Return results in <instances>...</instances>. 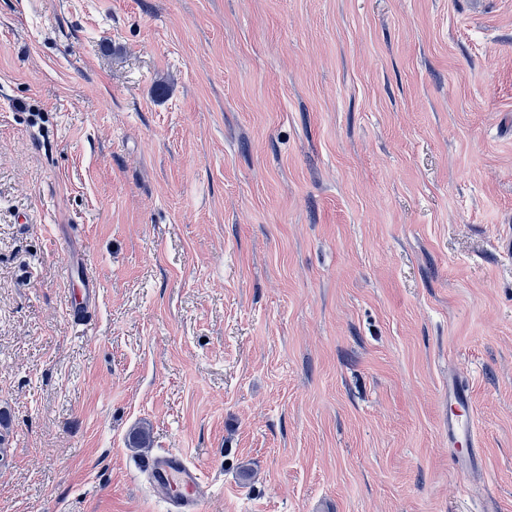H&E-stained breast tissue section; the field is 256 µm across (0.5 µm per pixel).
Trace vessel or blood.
I'll return each instance as SVG.
<instances>
[{
  "mask_svg": "<svg viewBox=\"0 0 512 512\" xmlns=\"http://www.w3.org/2000/svg\"><path fill=\"white\" fill-rule=\"evenodd\" d=\"M68 273L78 275L82 288L71 296L69 309L73 318L86 316L96 299V283L89 277L84 258L67 255ZM469 391L456 379L448 381V443L465 445L468 449L466 465L474 466L479 461V442L471 416ZM151 483L166 495L169 512H206L210 499L209 488L199 467L188 462L184 453L167 451L144 457L139 465Z\"/></svg>",
  "mask_w": 512,
  "mask_h": 512,
  "instance_id": "1",
  "label": "vessel or blood"
}]
</instances>
